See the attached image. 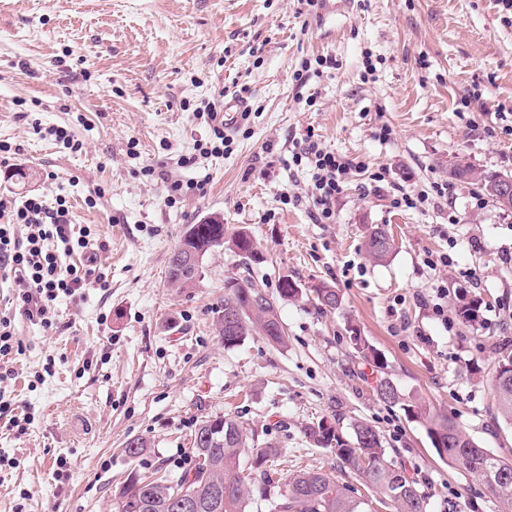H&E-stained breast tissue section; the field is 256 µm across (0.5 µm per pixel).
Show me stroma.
Masks as SVG:
<instances>
[{
	"instance_id": "1",
	"label": "stroma",
	"mask_w": 512,
	"mask_h": 512,
	"mask_svg": "<svg viewBox=\"0 0 512 512\" xmlns=\"http://www.w3.org/2000/svg\"><path fill=\"white\" fill-rule=\"evenodd\" d=\"M325 57L333 67L298 79L302 61ZM243 87L249 118L224 155L200 156L211 132L193 109ZM507 120L512 20L497 0H0V202L64 200L89 237L61 263L96 259L95 284L58 299L49 330L20 315L15 279L0 280V316L14 317L23 343L0 396L32 420L20 433L0 419V512H114L112 492L131 472L175 479L192 467L205 416L275 442L282 473L325 471L374 512H393L304 434L322 418L342 432L361 421L427 512H503L373 387L389 378L479 446L512 455L490 385L500 351L512 350V211L476 200L451 173L458 162L512 173ZM56 126L81 150L48 135ZM310 132L361 164L332 224L293 202L307 176L292 151ZM174 180L205 191L168 204ZM436 182L447 197L390 208L394 189ZM216 214L251 235L261 260L246 268L219 248L192 287H169L185 227ZM378 225L395 240L381 263L364 248ZM442 254L446 265H426ZM244 274L276 298L286 345L252 333L225 346L224 280ZM283 276L302 298L279 299ZM323 284L342 294L340 309L318 306ZM438 293L440 314L429 304ZM463 299L479 300V323L461 322ZM354 333L382 367L354 356ZM138 437L147 446L128 457Z\"/></svg>"
}]
</instances>
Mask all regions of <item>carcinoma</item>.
Listing matches in <instances>:
<instances>
[{"label":"carcinoma","mask_w":512,"mask_h":512,"mask_svg":"<svg viewBox=\"0 0 512 512\" xmlns=\"http://www.w3.org/2000/svg\"><path fill=\"white\" fill-rule=\"evenodd\" d=\"M459 179L474 181L488 197H494L498 173H487L460 163L452 168ZM224 246V219L213 216L200 224L186 227L179 244L172 252L167 269V281L173 288H190L195 284L198 269L188 266L192 257ZM232 251L244 260L255 261V243L250 235L238 230L231 235ZM224 308L233 307L241 317L236 328L224 330V316H219L218 332L224 346H236L256 331L268 341L286 344V334L276 304L258 291L248 277L234 283L224 281ZM480 305L472 300L458 305L457 315L466 324L480 321ZM497 374L491 377L497 412L506 421H512V353L503 354L496 363ZM378 400L385 404L399 403L410 416L425 427L432 446L440 459L452 468H460L480 478L492 494L512 509V458L502 457L488 448H481L470 437L458 432L453 421L432 412L415 394L404 395L382 378L375 387ZM217 428L211 440L200 442L204 428ZM351 440L340 435L335 428H326L323 421L307 427L305 434L318 447L326 448L337 460L372 484L381 501L391 505L395 512H427V504L415 487V482L386 459V450L379 433L366 423L353 425ZM250 449L253 471L244 473L241 457ZM192 453L194 468L176 481L161 474L143 482L137 474L114 491L116 512H174L173 500L189 491L196 498V512H248V506L266 501L272 490L284 488L280 500L274 505L276 512H372L365 501H357L347 488L319 470H301L282 477L273 468L278 455L275 443L248 441L239 423L231 418L217 417L202 420L194 431Z\"/></svg>","instance_id":"cac0c4a2"}]
</instances>
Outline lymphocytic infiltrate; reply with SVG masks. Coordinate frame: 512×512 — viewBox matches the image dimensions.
I'll return each mask as SVG.
<instances>
[{
    "instance_id": "1",
    "label": "lymphocytic infiltrate",
    "mask_w": 512,
    "mask_h": 512,
    "mask_svg": "<svg viewBox=\"0 0 512 512\" xmlns=\"http://www.w3.org/2000/svg\"><path fill=\"white\" fill-rule=\"evenodd\" d=\"M294 164H306L309 171L313 218L318 224L334 223L337 197L343 191L354 161L323 148L313 137H306ZM86 231L77 230L64 205L49 207L38 197L26 199L14 211L12 221L0 224V272L14 274L26 291L21 309L28 319L52 327L51 308L61 297L74 295L90 286V270L64 266L58 261V248L85 247Z\"/></svg>"
}]
</instances>
